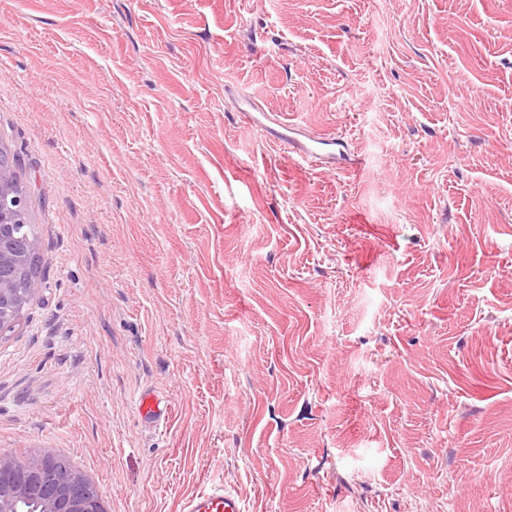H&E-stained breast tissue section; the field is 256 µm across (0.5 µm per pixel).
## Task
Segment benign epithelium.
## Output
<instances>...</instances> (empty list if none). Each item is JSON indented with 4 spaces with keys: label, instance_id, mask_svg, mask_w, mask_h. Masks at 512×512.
<instances>
[{
    "label": "benign epithelium",
    "instance_id": "1",
    "mask_svg": "<svg viewBox=\"0 0 512 512\" xmlns=\"http://www.w3.org/2000/svg\"><path fill=\"white\" fill-rule=\"evenodd\" d=\"M8 174L0 168V335L14 329L24 306L40 292V282L30 281L27 295L19 294L10 271L30 264L36 242L27 237L28 200L7 188ZM24 240L17 248L15 242ZM26 476L15 477L19 465ZM56 458L49 453L34 452L18 459L8 452L0 453V512H15L14 504L32 497V489L40 487L42 512H108L103 497L90 498L86 489L91 480L73 468L65 474L55 469Z\"/></svg>",
    "mask_w": 512,
    "mask_h": 512
}]
</instances>
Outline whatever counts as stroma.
<instances>
[{
    "instance_id": "35a3bbf8",
    "label": "stroma",
    "mask_w": 512,
    "mask_h": 512,
    "mask_svg": "<svg viewBox=\"0 0 512 512\" xmlns=\"http://www.w3.org/2000/svg\"><path fill=\"white\" fill-rule=\"evenodd\" d=\"M0 145L43 270L0 451L109 512H512V0H0ZM243 102L248 105V108L241 111L246 121L264 133H268L267 139L287 144L298 160L303 162L319 161L330 168L342 166L347 161L345 146L341 139L316 131L311 132L307 126L279 123L277 120H274V124L278 129L271 128L262 120H269L265 113L258 111L250 100L244 99ZM170 413V407L166 399L156 393H145L140 398V414L142 420L157 427L162 425ZM184 512H245L241 497L223 483H213L189 498L183 504Z\"/></svg>"
}]
</instances>
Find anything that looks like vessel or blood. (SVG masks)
I'll use <instances>...</instances> for the list:
<instances>
[{
    "label": "vessel or blood",
    "instance_id": "b4317fda",
    "mask_svg": "<svg viewBox=\"0 0 512 512\" xmlns=\"http://www.w3.org/2000/svg\"><path fill=\"white\" fill-rule=\"evenodd\" d=\"M243 115L256 128L268 131L269 140L287 144L295 157L303 162L318 161L334 168L346 161L345 146L341 139L312 132L306 126L282 123L278 127L266 128L255 107L244 109ZM170 413L166 399L155 393L142 395L140 414L143 421L152 426L162 425ZM183 512H245L241 497L224 484L214 483L189 498L183 504Z\"/></svg>",
    "mask_w": 512,
    "mask_h": 512
}]
</instances>
